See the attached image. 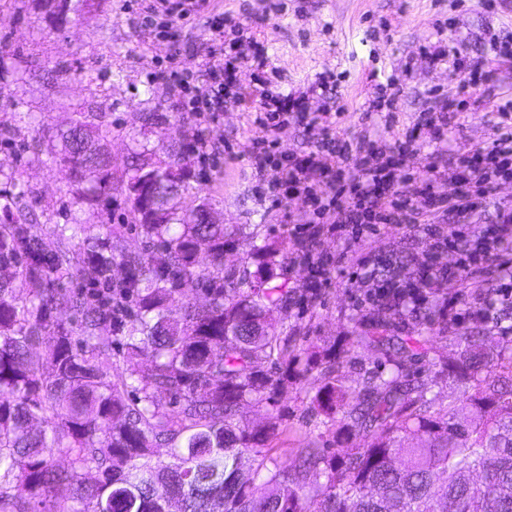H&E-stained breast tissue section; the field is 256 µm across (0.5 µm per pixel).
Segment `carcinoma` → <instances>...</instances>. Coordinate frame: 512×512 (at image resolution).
Segmentation results:
<instances>
[{
  "label": "carcinoma",
  "instance_id": "1",
  "mask_svg": "<svg viewBox=\"0 0 512 512\" xmlns=\"http://www.w3.org/2000/svg\"><path fill=\"white\" fill-rule=\"evenodd\" d=\"M97 118L76 112L59 135L55 161L76 206L109 210L147 161L192 168L190 143L171 137L164 113H137L141 128L158 127L163 154L135 140L120 169L89 146L91 128L100 141L112 136ZM186 185L158 171L156 207L130 205L148 244L134 252L112 227L91 236L77 219L53 227L49 248L20 194L0 195V512H170L174 501L180 512H512V359L478 326L452 337L454 353L434 369L460 387L446 408L408 379L416 340L381 334L373 342L391 376L372 372L359 388L329 378L314 397L336 442L364 444L332 455L303 448L290 464L266 465L279 423L255 427L239 411L274 400L290 380L287 367L276 377L259 368L290 357L288 337L266 321L291 299L275 283L280 250L253 242L255 270L224 267V245L242 227L202 221L208 203L184 206ZM75 275L85 289L63 286ZM188 286L205 305L186 300ZM119 339L126 356L114 382ZM318 476L325 482L305 496Z\"/></svg>",
  "mask_w": 512,
  "mask_h": 512
}]
</instances>
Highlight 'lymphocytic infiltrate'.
I'll return each instance as SVG.
<instances>
[{
  "label": "lymphocytic infiltrate",
  "mask_w": 512,
  "mask_h": 512,
  "mask_svg": "<svg viewBox=\"0 0 512 512\" xmlns=\"http://www.w3.org/2000/svg\"><path fill=\"white\" fill-rule=\"evenodd\" d=\"M240 58L226 51L224 64L209 69L205 86L189 88L186 73L178 68L164 72L171 87L185 90V111L201 126H210L224 108V93L236 89L241 101H254L259 110L255 121L264 129H276L296 119L306 132L316 135L314 144L292 154H281L272 140L259 141L250 158L257 175L267 182L274 203L297 199L299 215H286L292 262L306 272L303 292L318 299L330 287L337 264L316 254L314 246L328 230L343 232L348 246L359 244L364 233L378 232L380 225L424 232L427 259L409 279L399 275L380 276L384 257L355 255L352 275L369 285L361 304L373 312L387 307H417L428 302L434 287L447 284L448 295L439 308L440 318L455 324L465 319H487L493 310L512 309V207H498L476 235L464 232L469 220L489 208L495 189L512 180V100L496 105L499 120L491 142L474 147L462 162L454 187L448 195L434 191V164L426 173L409 179L405 170L417 159L422 143L443 139L448 115L456 111L455 99L436 95L425 109L426 119L410 136L387 148L356 143L339 137L330 114L310 115L301 97L271 88L264 81L241 88ZM447 215L442 226L435 219ZM496 275L501 283L494 296L465 306L464 290L473 280Z\"/></svg>",
  "instance_id": "1"
}]
</instances>
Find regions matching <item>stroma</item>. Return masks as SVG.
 Listing matches in <instances>:
<instances>
[{
	"instance_id": "stroma-1",
	"label": "stroma",
	"mask_w": 512,
	"mask_h": 512,
	"mask_svg": "<svg viewBox=\"0 0 512 512\" xmlns=\"http://www.w3.org/2000/svg\"><path fill=\"white\" fill-rule=\"evenodd\" d=\"M286 12H277L278 0H211L190 21H177L173 39H163L138 22L142 0H88L79 13L58 20L46 0H0V127L19 128L21 138L0 145V171L14 174L25 185L24 203L44 214L39 229L46 244L55 238L49 224L67 223L70 197L67 170L51 154L56 135L73 112L92 108L112 125L108 148L115 164H122L132 139L155 142L154 134L141 131L134 116L145 106L166 112L172 135L192 131L195 122L181 107L180 91L169 90L157 75L171 63L187 68L196 85L206 81L208 68L220 66L224 57L209 54V47L236 44L249 50L251 41L265 45L270 67L256 69L250 60L241 64L240 82L263 80L285 92L306 98L312 112L337 104L336 130L341 138L369 137L384 146L404 138L425 109L431 94L455 95L463 71L451 64H431L424 48H458L472 58L491 57L490 37L512 42V0L497 12H488L483 0H285ZM231 18V25L217 34L209 27L215 15ZM66 66L58 82L45 78L49 67ZM339 75L335 100L315 88L317 73ZM391 79L399 93L396 111H370L377 96L376 84ZM255 107L225 94L219 121L204 134L224 144V151L206 167H197L198 178L185 190V204L208 199L220 222L245 225L258 241L288 250L285 211H298L299 201L273 206L261 190L259 176L248 165V156L262 136L254 122ZM494 115L465 104L448 115V134L421 148L422 162L437 166V194L452 189L460 161L474 145L493 136ZM41 138L43 152L32 155L24 140ZM360 251L385 257H407L402 277H409L425 259L427 240L421 233L388 228L370 235ZM368 288L361 280L338 279L311 305L289 304L267 315L277 331L297 344H311L320 360L336 358L345 385L354 386L368 372L389 371L386 355L365 338L374 334L377 315L356 310L354 301ZM421 330L428 342L413 368L412 378L431 383L438 403L457 395V383L448 377L432 380L433 362L446 359L457 328L442 322L421 327L411 313L391 318L387 330L401 336ZM322 385L318 370L306 362L295 365L293 378L275 401L244 405L243 416L254 424L278 417L282 434L272 443L271 456L293 461L308 443L335 445L334 427L313 409L311 401Z\"/></svg>"
}]
</instances>
